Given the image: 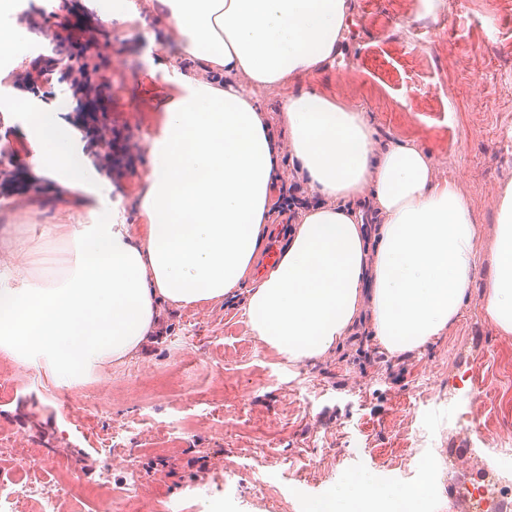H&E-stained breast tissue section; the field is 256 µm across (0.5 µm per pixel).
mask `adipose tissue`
<instances>
[{"label":"adipose tissue","mask_w":512,"mask_h":512,"mask_svg":"<svg viewBox=\"0 0 512 512\" xmlns=\"http://www.w3.org/2000/svg\"><path fill=\"white\" fill-rule=\"evenodd\" d=\"M154 12L176 59L196 67L174 77L150 145L141 235L85 211L91 186L67 104L37 110L18 94L4 107L28 113L29 171L55 185L54 204L78 221L47 229L63 244L52 276L0 271L1 358L75 388L137 354L161 306H203L240 290L252 335L289 363L332 352L359 325L388 352H410L459 320L485 245V310L512 335V182L484 243L468 197L437 181L413 140L375 148L363 113L291 89L335 56L348 0H156ZM268 89L284 92L278 120L292 167L320 203L257 274L280 160L255 98ZM363 202L381 219L374 245Z\"/></svg>","instance_id":"1"}]
</instances>
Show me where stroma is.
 Wrapping results in <instances>:
<instances>
[{
	"instance_id": "stroma-1",
	"label": "stroma",
	"mask_w": 512,
	"mask_h": 512,
	"mask_svg": "<svg viewBox=\"0 0 512 512\" xmlns=\"http://www.w3.org/2000/svg\"><path fill=\"white\" fill-rule=\"evenodd\" d=\"M135 24L104 22L92 0H71L78 16H90L82 39L88 55H103L97 72L102 90L75 104L69 83L32 84L41 108L68 101L67 119L80 124L95 112L99 129L117 138L118 163L93 182L89 202L115 224L143 231L140 202L158 132L157 117L173 87L167 72L151 68L167 42L149 6L136 0ZM18 35L27 55L0 74V99L19 93L17 76L33 75L51 56L46 23L56 0H14ZM512 0H420L413 17L399 0H349L333 59L299 77L296 88L315 89L366 114L378 144L413 139L430 159L438 181L454 180L470 200L484 241H491L500 188L512 180ZM389 97L396 112L382 108ZM27 116L0 123V159L7 170L27 173ZM53 187L0 192V257L41 266L57 257L60 242L44 236L58 223L48 198ZM45 199L39 214L24 219V206ZM491 255L483 253L459 321L446 335L409 353L375 348L365 330L342 348L302 365L264 349L243 316V295L200 307L163 309L156 334L126 362L101 371L89 383L67 389V402L33 368L12 366L17 388L0 400V435L25 444L42 460L41 481L71 482L83 490L111 487L137 475L147 512H314L328 492L350 475L370 477L385 490L421 484V462L452 461L440 470L433 512H460L451 481L465 483L481 471L493 442L448 423V411L467 412L476 425L512 436V335L488 317L484 298ZM175 368L184 371L191 395H175L145 409L140 384ZM479 401H472L473 392ZM185 427L180 443L170 436ZM140 432L136 452L112 451L102 477L97 450L117 430ZM469 447L466 456L455 451Z\"/></svg>"
}]
</instances>
